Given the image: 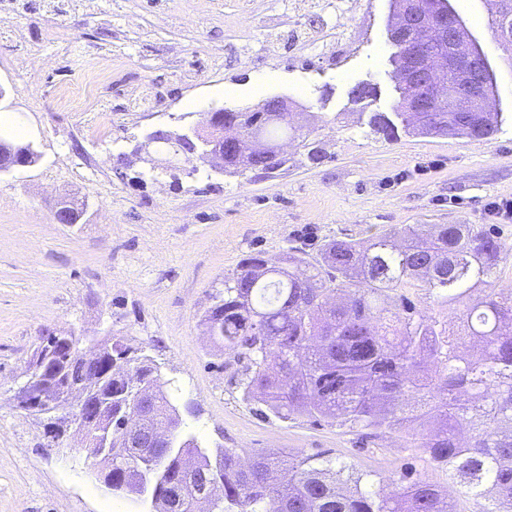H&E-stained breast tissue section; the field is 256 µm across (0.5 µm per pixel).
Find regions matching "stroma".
<instances>
[{
	"label": "stroma",
	"instance_id": "35a3bbf8",
	"mask_svg": "<svg viewBox=\"0 0 512 512\" xmlns=\"http://www.w3.org/2000/svg\"><path fill=\"white\" fill-rule=\"evenodd\" d=\"M496 79L494 106L505 121L494 137H401L388 142L360 125L347 102L356 83L379 84L381 108L394 102L386 41L390 0H325L300 19L321 40L344 28L342 57L307 50L293 33L269 38L279 0H21L11 24L36 57L25 73L20 46L0 41V133L16 126L41 162L0 179V512H152L149 499L113 494L100 467L71 434L45 436L42 416L14 394L47 328H110L143 351L200 446L237 449L242 460L279 449L297 458L339 459L394 492L404 470L448 487V473L396 440H370L340 425L282 421L240 398L242 367L217 351L201 321L212 293L244 255L281 257L301 243L365 239L402 224H488L491 201L512 199V45L489 25L491 0H451ZM167 13L169 27L127 32L126 13ZM106 74L105 112L63 110L58 93L81 94L87 64ZM196 76L193 87L183 72ZM157 95L156 112L129 111L131 86ZM331 88L320 102L321 87ZM285 94L331 117L318 137L323 163L248 181L202 163L171 188L141 163L117 176L150 130L203 124L207 112ZM68 158L77 175L60 173ZM89 198L82 224H59L57 199Z\"/></svg>",
	"mask_w": 512,
	"mask_h": 512
}]
</instances>
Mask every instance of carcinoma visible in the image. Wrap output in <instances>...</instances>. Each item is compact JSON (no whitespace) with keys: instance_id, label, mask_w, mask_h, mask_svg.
Masks as SVG:
<instances>
[{"instance_id":"1","label":"carcinoma","mask_w":512,"mask_h":512,"mask_svg":"<svg viewBox=\"0 0 512 512\" xmlns=\"http://www.w3.org/2000/svg\"><path fill=\"white\" fill-rule=\"evenodd\" d=\"M397 94L391 111L375 109L379 87L362 82L348 103L361 109L370 132L387 141L403 136H460L481 141L501 129L500 112L445 111L430 105L428 121L405 111L406 89L392 72ZM233 124L268 142L279 125L264 112H224ZM311 165L326 158L306 124L288 126ZM0 165L37 164L41 154L23 155L8 143ZM253 153L224 154V174L244 176ZM501 242L485 224H434L426 234L403 224L368 241L331 239L316 254L292 247L287 256L259 254L242 260L211 295L204 321L218 318L216 340L246 360L240 388L280 419L305 417L339 423L373 439L396 437L427 461L448 470L458 497L472 503L463 511L448 493L410 471L392 496L373 476L332 458L290 459L279 450L244 463L234 448L203 450L185 430L183 418L161 386L157 366L146 355L131 361L112 349V378L95 399L99 418L87 434L112 432V457L87 452L112 467V492L129 488L135 464L156 467V491L167 508L193 512L192 501L216 492L219 512H512V292L493 288ZM424 292L429 311L421 313L403 288ZM448 307V320L435 310ZM75 359L62 355L55 384L81 381ZM175 424L167 448H135V432ZM193 455L197 469L180 468Z\"/></svg>"}]
</instances>
